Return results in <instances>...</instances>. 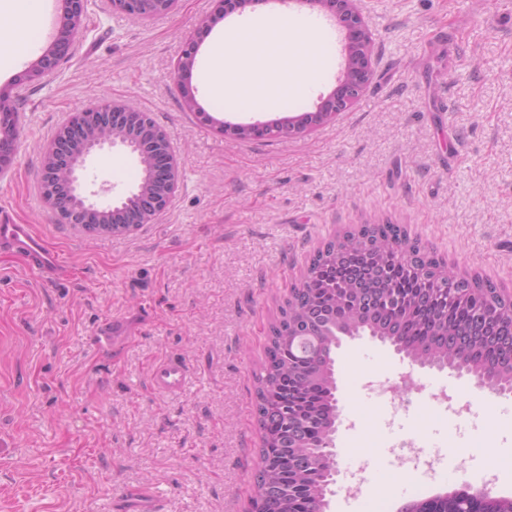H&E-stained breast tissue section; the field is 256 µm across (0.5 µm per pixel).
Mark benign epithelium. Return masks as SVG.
Here are the masks:
<instances>
[{"instance_id": "obj_1", "label": "benign epithelium", "mask_w": 512, "mask_h": 512, "mask_svg": "<svg viewBox=\"0 0 512 512\" xmlns=\"http://www.w3.org/2000/svg\"><path fill=\"white\" fill-rule=\"evenodd\" d=\"M92 0H60L61 16L50 45L19 76L21 83H32L55 72L75 50L74 34L85 27ZM103 9L126 14L140 21L172 12L179 0H98ZM308 5L329 16L345 30V63L337 76V87L321 97L316 109L275 121L229 124L219 127L241 141L260 135L292 138L310 132L349 109L373 80L375 58L373 38L368 28L362 0H289ZM198 45L188 40L174 66L177 88L185 108L201 111L193 89L183 77L195 64ZM14 100L0 90V170L14 151L16 126ZM121 146L133 154L142 168L141 182L126 195L106 207L91 201L98 192H87L77 171L91 154L104 146ZM179 170L174 147L167 131L144 110L114 99H96L75 113L57 131L42 162V194L56 211L60 224H71L83 232H99L109 226L112 235H128L143 224L153 223L170 206L178 188ZM512 317V292L498 290L497 302L477 311L480 320L502 314ZM457 377L469 375L474 387L487 388L486 373L476 372L463 360L449 365ZM459 494H439L418 501V512H457Z\"/></svg>"}]
</instances>
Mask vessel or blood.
<instances>
[{"label":"vessel or blood","instance_id":"b4317fda","mask_svg":"<svg viewBox=\"0 0 512 512\" xmlns=\"http://www.w3.org/2000/svg\"><path fill=\"white\" fill-rule=\"evenodd\" d=\"M0 251L21 256L28 270L45 278L56 279L67 276L69 270L59 255L50 249L32 225L0 222ZM130 334L127 323L112 320L98 328L95 340L99 345L124 341ZM189 370L178 358H166L157 362L149 373L152 389L159 393L180 391L187 382Z\"/></svg>","mask_w":512,"mask_h":512}]
</instances>
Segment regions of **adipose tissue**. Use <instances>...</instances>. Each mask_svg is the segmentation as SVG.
Instances as JSON below:
<instances>
[{
  "instance_id": "1",
  "label": "adipose tissue",
  "mask_w": 512,
  "mask_h": 512,
  "mask_svg": "<svg viewBox=\"0 0 512 512\" xmlns=\"http://www.w3.org/2000/svg\"><path fill=\"white\" fill-rule=\"evenodd\" d=\"M43 0H0V34L15 47L0 50V65L19 63L35 46L42 26ZM206 89L230 112L254 102L280 109L285 96L303 94L318 77L323 46L318 34L288 15L273 16L257 6L248 23L208 39Z\"/></svg>"
}]
</instances>
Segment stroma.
Here are the masks:
<instances>
[{"instance_id": "stroma-1", "label": "stroma", "mask_w": 512, "mask_h": 512, "mask_svg": "<svg viewBox=\"0 0 512 512\" xmlns=\"http://www.w3.org/2000/svg\"><path fill=\"white\" fill-rule=\"evenodd\" d=\"M375 39L372 82L335 120L291 139L241 142L204 124L314 110L336 85L340 29L325 30L317 81L293 109L225 112L201 68L185 81L200 113L186 111L173 65L199 22L223 27L221 0H179L142 22L91 12L74 55L18 90L12 164L0 176V219L34 225L71 261L45 281L20 256L0 253V512H110L149 487L158 512H246L261 445L255 376L267 332L327 240L359 224H401L460 271L512 289V0H365ZM150 113L178 153L179 190L155 223L126 236L87 235L58 223L41 196L43 153L92 98ZM122 148L93 154L80 172L99 201L136 185ZM130 321V337L99 346V324ZM174 355L189 378L162 394L151 365ZM340 472L365 467L374 497L416 485L392 466L409 438L445 447L449 482L512 499V468L484 485L487 455L512 457V395L490 406L469 378L413 369L394 426L360 375L394 379L409 361L370 337L336 351ZM454 393L448 419L428 397Z\"/></svg>"}]
</instances>
